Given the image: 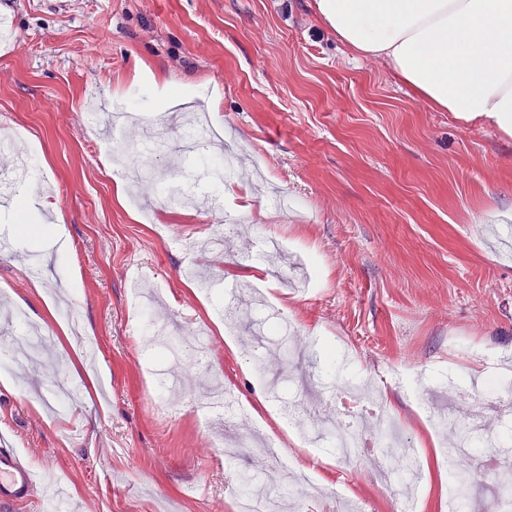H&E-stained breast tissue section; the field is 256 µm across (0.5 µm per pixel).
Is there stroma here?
<instances>
[{
	"label": "stroma",
	"mask_w": 512,
	"mask_h": 512,
	"mask_svg": "<svg viewBox=\"0 0 512 512\" xmlns=\"http://www.w3.org/2000/svg\"><path fill=\"white\" fill-rule=\"evenodd\" d=\"M167 84L185 99L164 104ZM201 85L222 116L207 158L183 138ZM116 103L141 115L117 141ZM4 138L32 159L27 184L62 213L71 253L43 261L38 292L21 256L39 241L17 239L0 252V303L27 316L71 299L98 354L80 378L62 353L13 371L0 441L61 479L73 512H232L225 486L260 470L261 436L245 423L228 443L223 415L203 417L218 384L250 404L276 391L308 401L323 384L332 409L337 386L361 379L419 448H446L447 428L425 437L419 389L430 384L423 398L445 413L449 393L512 357V137L427 109L341 43L312 0H0ZM156 143L140 193L117 196L114 156ZM161 174L194 190L190 208L167 205ZM196 257L218 287L191 288L182 270ZM224 281L275 299L296 324L292 346L314 352L244 366L265 309L238 312L228 349L215 331ZM319 452L312 491H282L286 512H308L314 494L398 512L368 460ZM454 471L427 469L418 512H440Z\"/></svg>",
	"instance_id": "stroma-1"
}]
</instances>
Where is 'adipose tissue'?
<instances>
[{
    "label": "adipose tissue",
    "mask_w": 512,
    "mask_h": 512,
    "mask_svg": "<svg viewBox=\"0 0 512 512\" xmlns=\"http://www.w3.org/2000/svg\"><path fill=\"white\" fill-rule=\"evenodd\" d=\"M314 8L429 109L480 117L512 136V0H314Z\"/></svg>",
    "instance_id": "obj_1"
}]
</instances>
